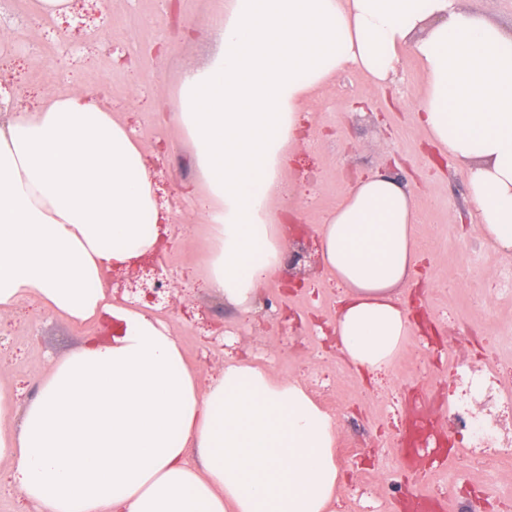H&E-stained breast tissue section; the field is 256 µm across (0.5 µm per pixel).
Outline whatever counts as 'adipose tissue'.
<instances>
[{
	"label": "adipose tissue",
	"mask_w": 512,
	"mask_h": 512,
	"mask_svg": "<svg viewBox=\"0 0 512 512\" xmlns=\"http://www.w3.org/2000/svg\"><path fill=\"white\" fill-rule=\"evenodd\" d=\"M219 45L184 71L173 121L192 144L215 238L204 288L250 304L280 272L283 167L319 89L346 70L392 82L405 53L427 77L419 122L467 173L474 229L512 258V30L457 0H224ZM159 205L139 134L80 90L0 120V314L37 299L108 339L55 361L19 428L0 382V462L35 512H335L346 475L334 419L295 379L246 359L200 386L162 319L113 298V268L154 251ZM415 198L359 180L320 224L342 288L336 350L390 367L414 327L397 291L420 262Z\"/></svg>",
	"instance_id": "1"
}]
</instances>
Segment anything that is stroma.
<instances>
[{"instance_id": "1", "label": "stroma", "mask_w": 512, "mask_h": 512, "mask_svg": "<svg viewBox=\"0 0 512 512\" xmlns=\"http://www.w3.org/2000/svg\"><path fill=\"white\" fill-rule=\"evenodd\" d=\"M221 0H182V34H175L165 0H95L96 41L73 42L76 18L46 20L35 0H13L14 13H28L0 38V88L15 106L33 109L42 93L85 91L100 98L140 134L163 203L180 200L173 223L162 225V268L169 282L168 306L160 310L178 336L200 382L224 368L227 356L245 357L278 378L300 380L312 395L334 396L340 437L359 454L344 463L346 482L338 512H402L388 483L407 479L413 490L438 499L442 512H466L448 493L457 472L437 462L405 478L392 430L411 393L448 388L449 325L473 364L486 360L512 366V261L473 230L466 171L453 159H435L414 107L426 79L406 56L395 87H376L368 75L347 71L324 86L308 114L309 140L287 163L283 178L305 198L301 224L310 246L328 211L361 176L391 172L418 199L417 244L427 259L418 285L398 292L412 312L426 313L430 333L411 336L408 350L379 377L352 372L324 347L316 326L333 321L341 293L321 266L300 260L260 290L251 307L228 303L200 285L213 244L201 219L202 187L193 148L170 119L172 95L183 72L205 66L218 34L209 18ZM167 39L165 54L142 58L143 50ZM110 321L78 326L29 300L0 315V381L20 388V404L36 397L52 361L83 347L88 336H107Z\"/></svg>"}]
</instances>
